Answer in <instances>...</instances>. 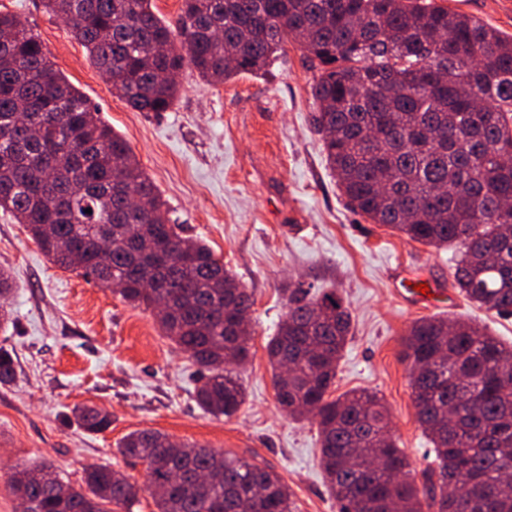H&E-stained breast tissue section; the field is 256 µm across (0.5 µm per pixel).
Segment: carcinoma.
Returning <instances> with one entry per match:
<instances>
[{"mask_svg":"<svg viewBox=\"0 0 512 512\" xmlns=\"http://www.w3.org/2000/svg\"><path fill=\"white\" fill-rule=\"evenodd\" d=\"M113 92L139 112H167L194 68L222 83L266 71L293 41L317 64L312 88L327 164L348 205L437 249L454 246V287L480 309L512 315V37L435 0H182L173 22L153 0H43ZM91 213H86V209ZM0 209L64 270L102 287L119 281L133 307L166 303L164 335L200 367L198 405L231 417L245 394L230 365L246 360L249 292L204 242L171 223L129 144L53 68L37 36L0 12ZM267 344L279 407L318 425L321 463L339 512H512V345L470 321L426 317L402 337L417 420L437 467L411 476L378 393L332 397L351 334L336 291L288 285ZM15 378L0 347V385ZM91 433L112 424L72 410ZM120 453L146 463L157 512H292L281 478L206 446L137 431ZM471 497L448 495L462 476ZM19 512H127L138 489L99 466L81 483L50 465L17 467Z\"/></svg>","mask_w":512,"mask_h":512,"instance_id":"obj_1","label":"carcinoma"}]
</instances>
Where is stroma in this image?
<instances>
[{
	"label": "stroma",
	"mask_w": 512,
	"mask_h": 512,
	"mask_svg": "<svg viewBox=\"0 0 512 512\" xmlns=\"http://www.w3.org/2000/svg\"><path fill=\"white\" fill-rule=\"evenodd\" d=\"M437 2L512 36V0ZM0 11L38 37L55 69L129 144L171 218L203 240L255 300L250 357L237 369L246 402L232 417H213L196 402L197 364L163 335L151 311L58 268L25 225L0 211V268L17 282L4 301L12 322L0 329L16 370L14 382L0 386V512H17L12 468L40 461L74 483L89 467L110 466L139 487L130 512H155L145 465L117 447L142 430L272 469L289 488L293 512H338L317 425L280 410L266 351L285 312L279 288L298 281L338 289L348 301L351 338L333 392H378L413 477L422 479L435 454L416 420L402 336L417 319L449 316L512 344V316L480 310L454 288V250L411 241L347 206L311 124L318 72L300 47L287 44L263 77L210 84L185 68L170 111L139 112L113 94L111 80L42 0H0ZM401 270L442 284L447 305H403L391 286ZM78 404L106 408L111 427L97 434L79 428L69 419Z\"/></svg>",
	"instance_id": "35a3bbf8"
}]
</instances>
